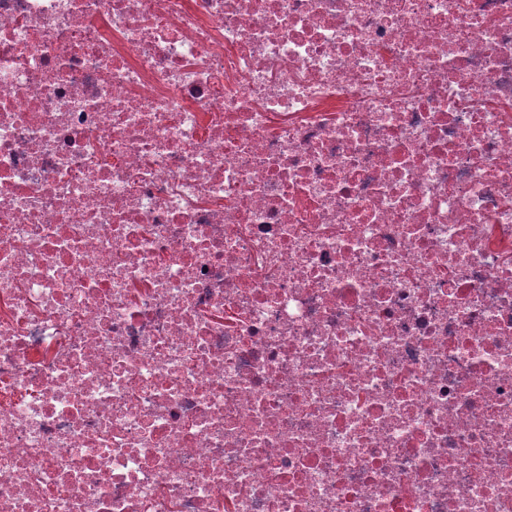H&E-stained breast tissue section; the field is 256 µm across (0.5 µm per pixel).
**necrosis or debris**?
<instances>
[{
	"label": "necrosis or debris",
	"mask_w": 512,
	"mask_h": 512,
	"mask_svg": "<svg viewBox=\"0 0 512 512\" xmlns=\"http://www.w3.org/2000/svg\"><path fill=\"white\" fill-rule=\"evenodd\" d=\"M0 512H512V0H0Z\"/></svg>",
	"instance_id": "4bbe7bcc"
}]
</instances>
